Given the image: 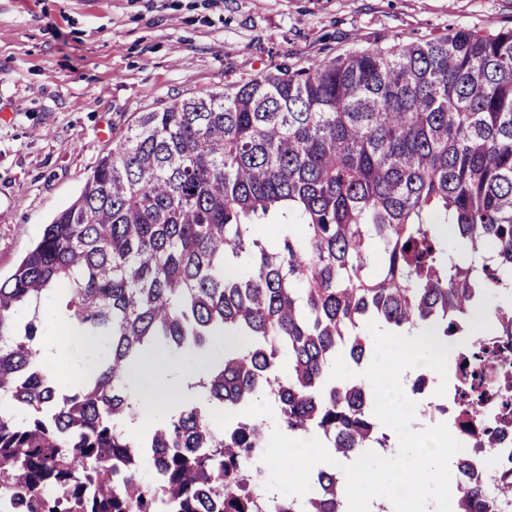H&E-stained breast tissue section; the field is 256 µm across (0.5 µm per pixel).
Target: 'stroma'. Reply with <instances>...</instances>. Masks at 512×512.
<instances>
[{
	"instance_id": "stroma-1",
	"label": "stroma",
	"mask_w": 512,
	"mask_h": 512,
	"mask_svg": "<svg viewBox=\"0 0 512 512\" xmlns=\"http://www.w3.org/2000/svg\"><path fill=\"white\" fill-rule=\"evenodd\" d=\"M512 26V0H0V275L141 112L271 65Z\"/></svg>"
}]
</instances>
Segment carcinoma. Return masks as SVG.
Returning <instances> with one entry per match:
<instances>
[{
  "label": "carcinoma",
  "mask_w": 512,
  "mask_h": 512,
  "mask_svg": "<svg viewBox=\"0 0 512 512\" xmlns=\"http://www.w3.org/2000/svg\"><path fill=\"white\" fill-rule=\"evenodd\" d=\"M50 301L69 321L55 357L76 334L94 373L47 369ZM482 307L496 340L466 352L481 373L448 362L474 422L489 400L512 414V28L279 64L140 112L0 279V512H345L333 469L317 498L264 500L267 423L250 407L272 399L338 460L386 448L365 382L329 380L335 358L362 366L371 321L446 340ZM220 331L207 407L126 429L143 355L204 356ZM498 483L489 471L461 497Z\"/></svg>",
  "instance_id": "cac0c4a2"
}]
</instances>
